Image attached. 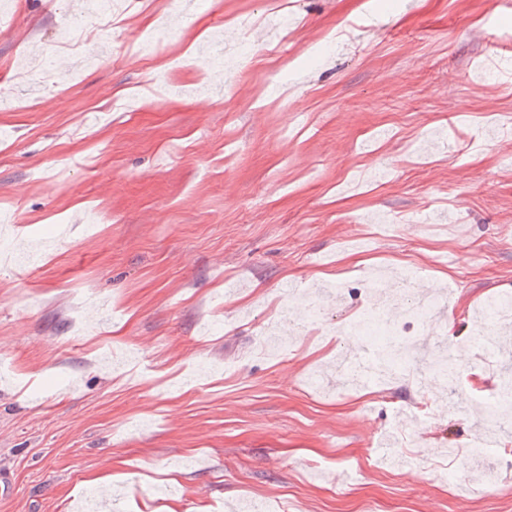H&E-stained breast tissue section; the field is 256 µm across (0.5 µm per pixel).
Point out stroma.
Returning a JSON list of instances; mask_svg holds the SVG:
<instances>
[{
	"instance_id": "1",
	"label": "stroma",
	"mask_w": 512,
	"mask_h": 512,
	"mask_svg": "<svg viewBox=\"0 0 512 512\" xmlns=\"http://www.w3.org/2000/svg\"><path fill=\"white\" fill-rule=\"evenodd\" d=\"M79 5L0 0V512H512L469 413L512 353L337 365L381 265L512 296V0H122L87 69Z\"/></svg>"
}]
</instances>
